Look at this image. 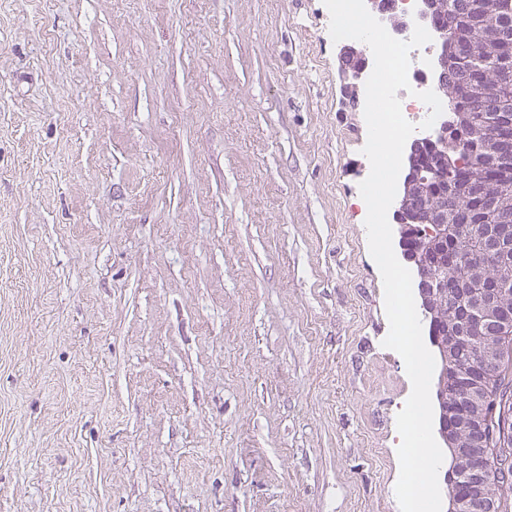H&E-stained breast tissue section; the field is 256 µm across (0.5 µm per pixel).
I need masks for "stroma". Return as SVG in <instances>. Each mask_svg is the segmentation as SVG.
<instances>
[{
	"label": "stroma",
	"mask_w": 512,
	"mask_h": 512,
	"mask_svg": "<svg viewBox=\"0 0 512 512\" xmlns=\"http://www.w3.org/2000/svg\"><path fill=\"white\" fill-rule=\"evenodd\" d=\"M323 0H0V512H400Z\"/></svg>",
	"instance_id": "1"
}]
</instances>
